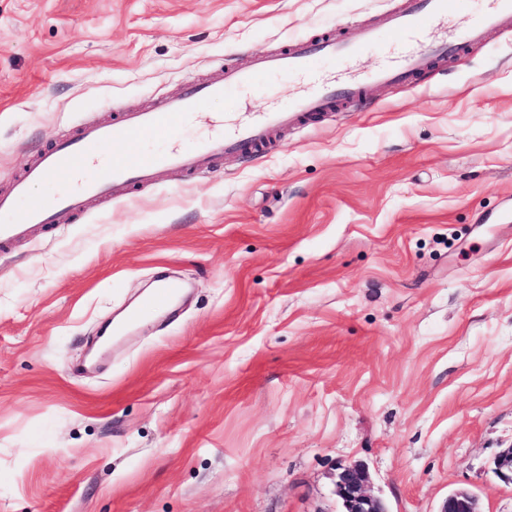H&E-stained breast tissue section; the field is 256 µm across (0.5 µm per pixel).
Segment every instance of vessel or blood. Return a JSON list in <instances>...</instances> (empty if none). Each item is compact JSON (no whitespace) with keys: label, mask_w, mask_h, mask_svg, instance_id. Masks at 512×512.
<instances>
[{"label":"vessel or blood","mask_w":512,"mask_h":512,"mask_svg":"<svg viewBox=\"0 0 512 512\" xmlns=\"http://www.w3.org/2000/svg\"><path fill=\"white\" fill-rule=\"evenodd\" d=\"M457 0H407L382 25L356 39H297L289 49L254 58L245 67H227L207 81L191 83L179 96L143 112L124 113L112 123L83 126L71 138L58 141L39 154L14 180L9 193L0 194V248L24 238L37 225L73 223L90 197L150 184L157 171H198L227 155L248 157L262 150L277 128L298 124L322 112L335 111L343 101L359 102L372 83L401 85L431 61L455 57L490 27L512 21V0H482L471 27L449 29ZM395 45L401 52L379 59L373 69L357 73L350 65L371 47ZM298 75L304 86L287 106L263 112H243L231 123L223 114L206 113L208 102L235 87L255 86L260 76ZM208 116L210 132L193 149L177 138L180 127ZM147 133L162 134L166 146L140 151ZM53 185L45 198H30L31 183Z\"/></svg>","instance_id":"vessel-or-blood-1"}]
</instances>
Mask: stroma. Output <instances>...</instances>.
I'll list each match as a JSON object with an SVG mask.
<instances>
[{"label":"stroma","instance_id":"obj_1","mask_svg":"<svg viewBox=\"0 0 512 512\" xmlns=\"http://www.w3.org/2000/svg\"><path fill=\"white\" fill-rule=\"evenodd\" d=\"M404 3L0 0V192L85 122ZM365 97L0 253V512H339L340 462L391 512H512V30ZM439 512H481V510L473 494L465 490H456L448 494Z\"/></svg>","mask_w":512,"mask_h":512}]
</instances>
